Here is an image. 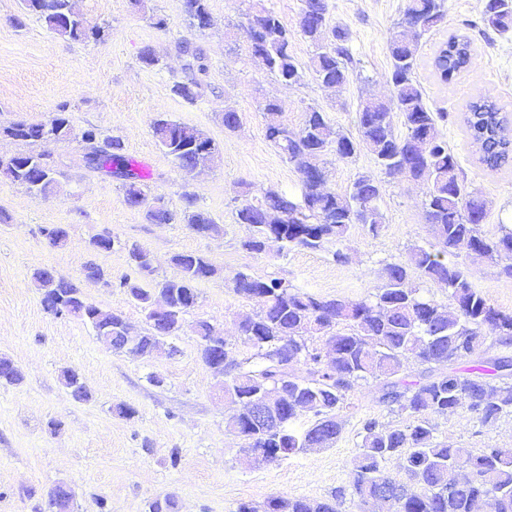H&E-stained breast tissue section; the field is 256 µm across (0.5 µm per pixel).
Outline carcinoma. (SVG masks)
I'll use <instances>...</instances> for the list:
<instances>
[{"label":"carcinoma","instance_id":"cac0c4a2","mask_svg":"<svg viewBox=\"0 0 512 512\" xmlns=\"http://www.w3.org/2000/svg\"><path fill=\"white\" fill-rule=\"evenodd\" d=\"M299 28L316 48L312 58L315 79L340 88L348 80L344 46L346 34L329 27L326 0H302ZM26 15L42 21L52 34L72 40L97 39L101 28L89 27L72 0H24ZM189 24L199 30L211 25L208 0H185ZM251 57L255 64L287 85L299 84L304 72L290 49L287 27L279 15L248 0L245 10ZM446 0H406L397 32L391 38V68L387 82L390 96L365 102L357 112V136L334 128L325 113L311 109L298 127L282 120L280 105L268 100L262 106L267 138L295 164L301 181V200L277 190L262 193L260 200L236 209L238 224L252 227L242 242L248 252L261 254L269 241L281 249L318 250L328 240L341 242L354 224H363L372 235L382 227L381 184L361 174L349 193L340 194L327 185L325 156L339 160L366 150L388 176L404 175L425 182L422 207L432 240L408 249L404 262L384 266L381 284L365 297L317 296L301 291L283 278L263 279L240 271L232 279L233 291L259 306L252 317L239 323L246 356L239 359L215 346L216 329L199 319L196 333L202 361L213 367L224 363V397L243 405L228 416L225 427L258 444L278 459L306 448H323L336 442L343 428L341 412L350 405L353 391L371 379L382 381L379 401L406 414L405 423L384 426L374 420L364 424L359 451L350 473L353 495L368 502L390 474L385 463L398 456L404 460L406 479L392 481L388 493L392 512H475L478 502L490 512H512V448H482L473 453L452 448L435 436L434 420L464 410L482 425L512 417V357L490 351L512 346V312L492 305L473 288L466 269L456 261L460 249L500 266L512 277V227L489 237L481 229L486 203L476 191H467L464 178L438 123L448 113L431 111L416 77L421 39L445 25ZM484 28L504 34L512 31V0H483L480 17ZM185 59L184 79L174 82L173 94L193 103L203 89L208 66L197 45L178 43ZM473 61L471 41L452 35L434 58V67L448 83ZM404 118L406 133H395L391 114ZM473 144L486 168L497 170L512 158V127L502 108L487 98L469 104L465 117ZM158 145L181 168L199 169L214 159V141L195 127L159 117L151 124ZM29 144L41 143L48 134L66 141L72 134L69 112L61 105L45 121H12L0 126V134ZM87 148L101 154L90 166L122 180L126 202L143 211L149 224L188 225L198 234L218 230L212 215L196 206L190 193L182 194V208L173 210L161 199L150 197L149 185L134 171L124 155L120 138L91 128L82 133ZM30 192L47 195L58 185L50 155L24 152L0 161V175ZM139 278L125 277L119 287L145 312L148 328L137 343V354L149 356L159 338L175 335L183 317L199 303L197 284L213 277L215 267L198 253H179L172 262L180 268L177 279L153 278L152 258L135 243H123ZM429 284L448 289L449 305L443 306L408 286L410 273ZM32 279L40 291L44 309L67 315L89 325L95 335L112 331L106 339L115 351L126 348L121 331L122 315L85 300L77 284L58 277L45 267L34 269ZM171 306L165 321H152L155 295ZM302 363L306 373L289 369ZM424 366L417 377L406 374L409 363ZM469 362L466 372L458 364ZM64 384L77 401L91 394L74 370L63 372ZM21 373L7 357H0V384H17ZM254 394L268 395V412L277 418L271 434L251 422L248 403ZM342 500L273 497L263 509L249 503L237 512H341ZM45 512H73V494L57 484L45 497Z\"/></svg>","mask_w":512,"mask_h":512}]
</instances>
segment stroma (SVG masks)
<instances>
[{"instance_id":"1","label":"stroma","mask_w":512,"mask_h":512,"mask_svg":"<svg viewBox=\"0 0 512 512\" xmlns=\"http://www.w3.org/2000/svg\"><path fill=\"white\" fill-rule=\"evenodd\" d=\"M265 4L291 34L292 53L307 70L301 84L285 85L251 60L242 0H209L212 25L203 31L190 27L184 0H145L139 11L129 0H78L87 21L104 30L98 41L58 37L31 16L24 17V26H15L14 17L23 16L21 0H0V123L43 120L64 105L75 131L70 140L44 146L61 173L59 191L37 196L0 178V211L8 216L0 223V356L10 358L23 376L20 384L0 385V512H43L41 495L59 483L74 490V512H147L149 501L165 495L175 498L176 512H237L240 504L259 506L272 496L325 499L335 491L343 495V512H360L349 476L363 424L369 418L401 421L379 403L380 383L371 380L355 391L331 447L250 466L244 440L225 427L231 406L221 390L223 377L202 362L194 325L207 318L230 347H239L235 322L253 314L256 305L232 290L236 272L358 299L380 284L385 264L405 260L411 245L430 240L422 184L384 175L364 151L349 160L328 155V185L341 192L359 174L377 178L379 234L356 224L345 241L319 250L282 255L273 246L255 254L241 246L249 227L235 221L236 208L257 201L264 189L301 195L295 165L266 136L264 101L278 100L289 126H299L305 112L316 109L333 127L356 135L362 103L390 94L389 41L405 0H327L328 22L346 33L350 53L349 80L338 89L325 87L309 72L314 48L299 31L301 0ZM446 5L445 26L421 41L418 78L431 110L448 115L439 132L457 156L466 188L486 199L482 229L496 236L501 225L512 226V161L494 171L480 164L462 118L477 97L496 101L512 118V33L475 30L482 0H446ZM157 16L166 20V29L155 27ZM453 33L473 39L474 59L448 85L435 76L432 58ZM183 39L199 45L208 64L202 95L192 104L171 91L184 76L185 60L177 50ZM146 46L163 60L162 69L142 65L139 53ZM228 106L243 118L234 132L225 131L222 122ZM161 114L212 138L218 164L203 174L178 168L152 133L151 122ZM91 127L120 137L127 156L150 165L151 196L175 207L183 191L194 193L218 233L202 236L184 224L146 223L142 211L126 203L115 178L86 167L80 135ZM245 184L251 188L246 197L241 194ZM53 225L68 231L63 246H51L43 233ZM104 233L139 244L152 256L160 279L179 277L172 262L178 253L205 255L218 270L199 283V304L186 315L182 330L153 356L112 351L80 320L47 313L31 281L34 268H51L76 282L89 302L120 313L132 333L143 332V311L117 286L133 273L125 250L89 247ZM338 250L346 262L334 261ZM89 261L104 270L108 283L84 278ZM459 261L475 288L495 307L512 312L511 278L481 259L463 255ZM67 369L78 371L89 400L72 398L61 380ZM153 374L162 377V385L150 382ZM121 405L130 407L132 416L119 415ZM436 425L438 441L455 448H512L510 417L483 426L461 411ZM26 488L36 489L37 497L23 496Z\"/></svg>"}]
</instances>
